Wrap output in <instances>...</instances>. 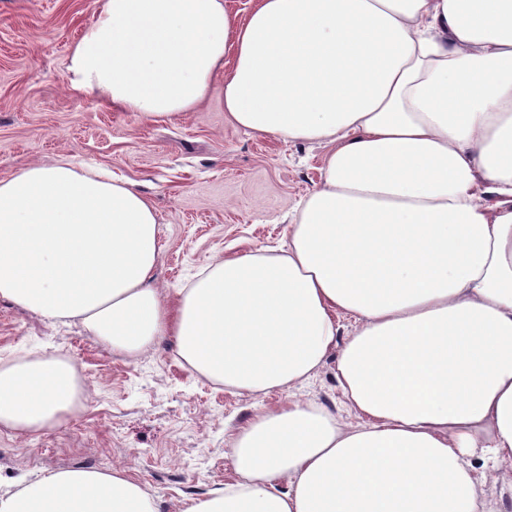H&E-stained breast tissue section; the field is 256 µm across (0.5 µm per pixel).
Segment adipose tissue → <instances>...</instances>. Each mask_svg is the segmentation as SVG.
I'll return each mask as SVG.
<instances>
[{"label": "adipose tissue", "instance_id": "ef3b65f1", "mask_svg": "<svg viewBox=\"0 0 512 512\" xmlns=\"http://www.w3.org/2000/svg\"><path fill=\"white\" fill-rule=\"evenodd\" d=\"M219 78L240 127L325 148L287 246L167 294L150 200L61 157L0 180V298L81 318L128 357L169 341L253 395L338 350L363 423L263 410L231 448L236 480L185 512H503L474 462L512 477V0H251L242 18L224 0H101L64 76L152 120ZM78 394L69 362L1 365L0 426L44 432ZM0 512L158 510L126 470L68 469Z\"/></svg>", "mask_w": 512, "mask_h": 512}]
</instances>
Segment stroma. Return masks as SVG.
Listing matches in <instances>:
<instances>
[{"label": "stroma", "instance_id": "obj_1", "mask_svg": "<svg viewBox=\"0 0 512 512\" xmlns=\"http://www.w3.org/2000/svg\"><path fill=\"white\" fill-rule=\"evenodd\" d=\"M100 0H0V179L67 156L132 182L153 204L165 245L154 275L189 287L209 264L287 242L298 202L322 180L324 149L235 125L222 82L173 121H150L74 91L73 43ZM57 357L83 374L78 413L33 437L0 427V496L63 469L126 468L159 512L235 480L237 432L285 400L358 424L328 356L288 390L248 395L189 370L163 342L136 359L113 353L79 320L50 323L0 299V365Z\"/></svg>", "mask_w": 512, "mask_h": 512}]
</instances>
